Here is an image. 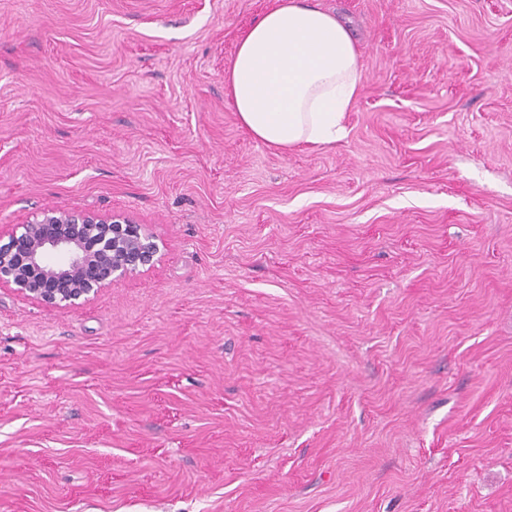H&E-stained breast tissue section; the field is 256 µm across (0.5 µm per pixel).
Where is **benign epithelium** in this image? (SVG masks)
I'll use <instances>...</instances> for the list:
<instances>
[{
  "label": "benign epithelium",
  "mask_w": 512,
  "mask_h": 512,
  "mask_svg": "<svg viewBox=\"0 0 512 512\" xmlns=\"http://www.w3.org/2000/svg\"><path fill=\"white\" fill-rule=\"evenodd\" d=\"M159 258L160 247L142 224L45 209L0 242V284L45 306L70 308Z\"/></svg>",
  "instance_id": "7a95c632"
}]
</instances>
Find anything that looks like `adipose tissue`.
Returning <instances> with one entry per match:
<instances>
[{"mask_svg":"<svg viewBox=\"0 0 512 512\" xmlns=\"http://www.w3.org/2000/svg\"><path fill=\"white\" fill-rule=\"evenodd\" d=\"M352 28L311 0H278L244 29L224 70V93L240 125L286 151L332 146L361 87Z\"/></svg>","mask_w":512,"mask_h":512,"instance_id":"1","label":"adipose tissue"}]
</instances>
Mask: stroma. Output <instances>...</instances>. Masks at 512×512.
Masks as SVG:
<instances>
[{"label": "stroma", "mask_w": 512, "mask_h": 512, "mask_svg": "<svg viewBox=\"0 0 512 512\" xmlns=\"http://www.w3.org/2000/svg\"><path fill=\"white\" fill-rule=\"evenodd\" d=\"M365 70L328 148L224 97L275 0H0V235L161 258L0 286V512H512V0H317ZM0 236V284L48 307L70 308L160 258L143 224L113 215L45 209Z\"/></svg>", "instance_id": "35a3bbf8"}]
</instances>
